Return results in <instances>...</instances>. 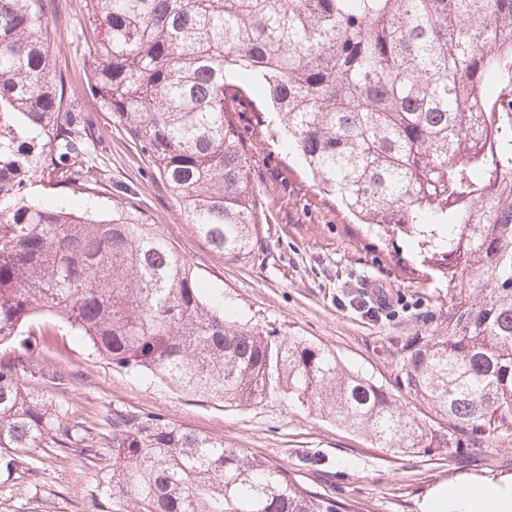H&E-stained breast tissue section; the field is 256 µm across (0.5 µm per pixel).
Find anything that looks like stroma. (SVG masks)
<instances>
[{"label":"stroma","mask_w":512,"mask_h":512,"mask_svg":"<svg viewBox=\"0 0 512 512\" xmlns=\"http://www.w3.org/2000/svg\"><path fill=\"white\" fill-rule=\"evenodd\" d=\"M44 4L56 33L48 48L51 69L66 86L79 88L69 106L93 122L90 162L101 178L98 216L118 210L141 216L161 229L203 283L223 293L242 318L323 344L347 368L375 380L390 378L391 337L433 326L438 300L447 293L445 284L418 288L407 278L405 264L416 259L411 244L399 239V256L386 254L337 198L319 193L297 154L257 140L255 114L245 111L237 121L251 158L260 224L249 258L219 256L113 115L95 111L83 93L88 68L78 32L84 0ZM376 288L386 290L391 301L372 319L350 300ZM33 329V345H1L0 359L21 356L62 374L61 398L70 411L96 417L119 407L165 415L282 465L299 484L335 499L345 512H419L420 501L439 485L512 484V436L486 448L402 453L280 399L227 408L112 366L61 335L54 318L37 319ZM35 458L33 469L0 470V512L37 506L43 512H107L102 487L111 471L110 449L97 459L47 450Z\"/></svg>","instance_id":"obj_1"}]
</instances>
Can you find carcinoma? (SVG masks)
Here are the masks:
<instances>
[{
	"instance_id": "obj_1",
	"label": "carcinoma",
	"mask_w": 512,
	"mask_h": 512,
	"mask_svg": "<svg viewBox=\"0 0 512 512\" xmlns=\"http://www.w3.org/2000/svg\"><path fill=\"white\" fill-rule=\"evenodd\" d=\"M94 105L147 154L196 231L245 259L259 218L238 108L280 123L319 190L382 243L408 239L418 287L448 284L429 332L400 336L386 386L313 341L232 319L155 225L31 203L36 176L89 193L84 122L52 74L43 0H0V344L55 317L94 353L226 407L281 397L381 448L428 454L512 436V0H85ZM0 362V468L112 449V512H341L220 436L114 408ZM406 395L428 421L406 411Z\"/></svg>"
}]
</instances>
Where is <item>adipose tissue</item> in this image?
<instances>
[{"mask_svg":"<svg viewBox=\"0 0 512 512\" xmlns=\"http://www.w3.org/2000/svg\"><path fill=\"white\" fill-rule=\"evenodd\" d=\"M420 512H512V492L496 485H441L421 501Z\"/></svg>","mask_w":512,"mask_h":512,"instance_id":"1","label":"adipose tissue"}]
</instances>
